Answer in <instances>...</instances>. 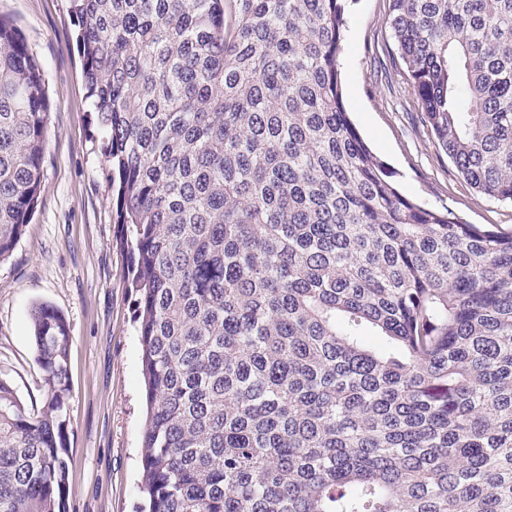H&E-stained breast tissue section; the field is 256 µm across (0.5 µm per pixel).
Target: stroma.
<instances>
[{
	"instance_id": "stroma-1",
	"label": "stroma",
	"mask_w": 512,
	"mask_h": 512,
	"mask_svg": "<svg viewBox=\"0 0 512 512\" xmlns=\"http://www.w3.org/2000/svg\"><path fill=\"white\" fill-rule=\"evenodd\" d=\"M388 6L349 3L340 64L352 120L398 173L403 193L446 204L468 223L511 229L512 204L472 189L421 124L386 23ZM0 15L39 60L49 104L38 205L0 263V373L26 405L41 406L30 312L41 303L63 312L72 336L69 512H140L145 400L129 261L119 246L67 0H0Z\"/></svg>"
}]
</instances>
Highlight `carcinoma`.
<instances>
[{"instance_id": "1", "label": "carcinoma", "mask_w": 512, "mask_h": 512, "mask_svg": "<svg viewBox=\"0 0 512 512\" xmlns=\"http://www.w3.org/2000/svg\"><path fill=\"white\" fill-rule=\"evenodd\" d=\"M229 10H224V3ZM131 262L146 512H512V230L398 188L350 121L348 0H68ZM430 130L512 202V0H390ZM42 69L0 15V263L41 193ZM45 400L0 377V512H67Z\"/></svg>"}]
</instances>
